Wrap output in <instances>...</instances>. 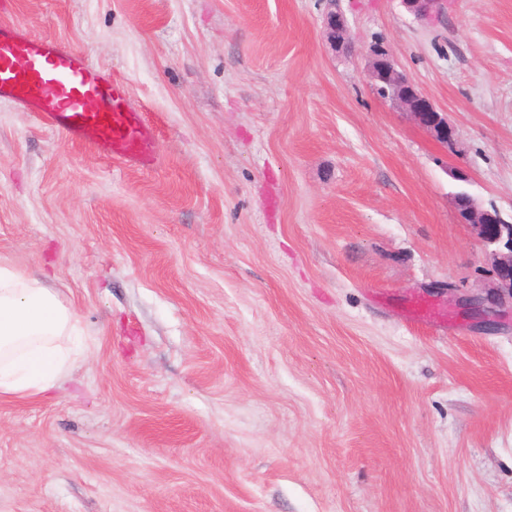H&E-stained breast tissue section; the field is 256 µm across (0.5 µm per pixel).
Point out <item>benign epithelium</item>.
Returning a JSON list of instances; mask_svg holds the SVG:
<instances>
[{
	"instance_id": "7a95c632",
	"label": "benign epithelium",
	"mask_w": 512,
	"mask_h": 512,
	"mask_svg": "<svg viewBox=\"0 0 512 512\" xmlns=\"http://www.w3.org/2000/svg\"><path fill=\"white\" fill-rule=\"evenodd\" d=\"M331 7L324 13L323 34L331 48L343 49L349 29L337 0H330ZM404 8L420 21L435 22L443 15L447 0H401ZM369 77L377 96L392 102L401 111L419 121L442 144L454 140V128L448 122V113L441 112L424 95L410 77L395 68L388 50L372 53ZM460 218L470 228L490 257L494 273L492 289L512 300V216L507 218L491 206H481L467 194L465 201L453 195Z\"/></svg>"
}]
</instances>
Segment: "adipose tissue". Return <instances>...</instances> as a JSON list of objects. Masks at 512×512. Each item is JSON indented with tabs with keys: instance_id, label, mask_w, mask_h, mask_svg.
I'll return each mask as SVG.
<instances>
[{
	"instance_id": "obj_1",
	"label": "adipose tissue",
	"mask_w": 512,
	"mask_h": 512,
	"mask_svg": "<svg viewBox=\"0 0 512 512\" xmlns=\"http://www.w3.org/2000/svg\"><path fill=\"white\" fill-rule=\"evenodd\" d=\"M77 323L54 289L0 263V396L53 390L70 369Z\"/></svg>"
}]
</instances>
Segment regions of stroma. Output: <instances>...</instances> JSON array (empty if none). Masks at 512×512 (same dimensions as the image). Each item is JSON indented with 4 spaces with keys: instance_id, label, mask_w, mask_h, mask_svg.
<instances>
[{
    "instance_id": "35a3bbf8",
    "label": "stroma",
    "mask_w": 512,
    "mask_h": 512,
    "mask_svg": "<svg viewBox=\"0 0 512 512\" xmlns=\"http://www.w3.org/2000/svg\"><path fill=\"white\" fill-rule=\"evenodd\" d=\"M13 0L111 70L150 169L0 101V262L79 319L0 396V512H512V301L459 186L512 214V0ZM382 42L454 126L368 80ZM420 299L444 323L403 313ZM328 1L331 2V7L324 13L323 34L332 50L336 51V47L342 50L349 32L348 25L342 10L336 7V2L339 0ZM339 36H342L344 39H340ZM401 3L417 20L435 22L443 15L447 0H401Z\"/></svg>"
}]
</instances>
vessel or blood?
I'll use <instances>...</instances> for the list:
<instances>
[{"label": "vessel or blood", "mask_w": 512, "mask_h": 512, "mask_svg": "<svg viewBox=\"0 0 512 512\" xmlns=\"http://www.w3.org/2000/svg\"><path fill=\"white\" fill-rule=\"evenodd\" d=\"M0 99L127 164L155 162L154 128L125 87L57 39L0 24Z\"/></svg>", "instance_id": "obj_1"}]
</instances>
